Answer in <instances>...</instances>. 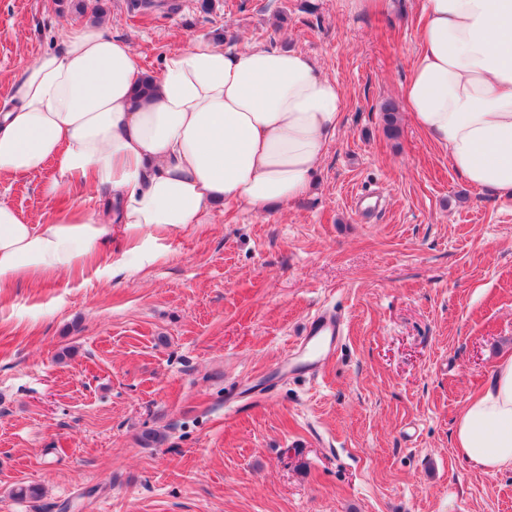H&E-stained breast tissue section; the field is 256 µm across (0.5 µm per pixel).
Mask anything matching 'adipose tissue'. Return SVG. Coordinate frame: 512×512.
<instances>
[{
  "mask_svg": "<svg viewBox=\"0 0 512 512\" xmlns=\"http://www.w3.org/2000/svg\"><path fill=\"white\" fill-rule=\"evenodd\" d=\"M420 49L403 86L412 122L472 187L512 198V0H423ZM133 45L85 22L26 65L0 102V179L39 174L48 199L90 180L116 209L56 210L44 224L0 197V289L109 273L120 239L143 268L160 240L218 205L262 210L309 191L343 115L339 84L306 53L227 51L196 36L169 52L149 97ZM454 448L493 474L512 467V355L469 397Z\"/></svg>",
  "mask_w": 512,
  "mask_h": 512,
  "instance_id": "ef3b65f1",
  "label": "adipose tissue"
}]
</instances>
